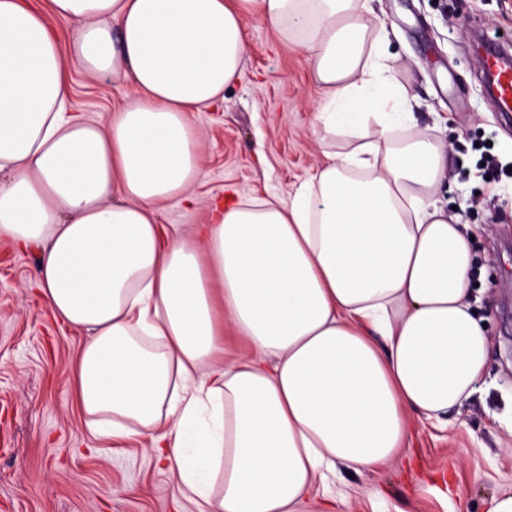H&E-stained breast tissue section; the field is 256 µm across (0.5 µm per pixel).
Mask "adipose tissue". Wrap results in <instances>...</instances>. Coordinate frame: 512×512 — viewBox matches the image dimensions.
Instances as JSON below:
<instances>
[{
    "label": "adipose tissue",
    "instance_id": "adipose-tissue-1",
    "mask_svg": "<svg viewBox=\"0 0 512 512\" xmlns=\"http://www.w3.org/2000/svg\"><path fill=\"white\" fill-rule=\"evenodd\" d=\"M0 0V239L41 244L47 305L88 339L75 399L107 441L149 437L193 512H306L326 471L371 472L411 417L443 421L483 380L457 216L432 203L448 154L411 118L359 0ZM252 17L306 52L325 153L291 200L164 225L203 176L193 115L241 76ZM122 76L123 106L71 112L66 58ZM232 328L248 345L225 349ZM27 2L48 17L52 32L65 54L78 24L53 15L48 7L49 0H27Z\"/></svg>",
    "mask_w": 512,
    "mask_h": 512
}]
</instances>
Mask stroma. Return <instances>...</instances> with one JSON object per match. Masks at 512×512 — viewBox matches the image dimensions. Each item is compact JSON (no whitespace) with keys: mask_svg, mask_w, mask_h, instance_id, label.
<instances>
[{"mask_svg":"<svg viewBox=\"0 0 512 512\" xmlns=\"http://www.w3.org/2000/svg\"><path fill=\"white\" fill-rule=\"evenodd\" d=\"M364 17L383 23L396 73L412 102V122L448 146L449 177L437 204L476 232L474 308L492 351L485 381L444 424L415 420L399 457L380 470L337 465L327 493L352 495L347 512H486L512 493V179L497 178L482 154L512 166V139L480 77L470 30L512 39V0H366ZM248 59L223 100L196 113L204 179L194 204L170 202L160 221L199 224L214 199L247 191L290 198L324 152L355 147L326 138L315 115L322 91L303 49L263 21L247 20ZM74 111L106 120L129 91L68 68ZM40 246L0 240V512H189L149 439L109 445L88 430L72 403L71 367L85 333L46 306L37 286Z\"/></svg>","mask_w":512,"mask_h":512,"instance_id":"1","label":"stroma"}]
</instances>
